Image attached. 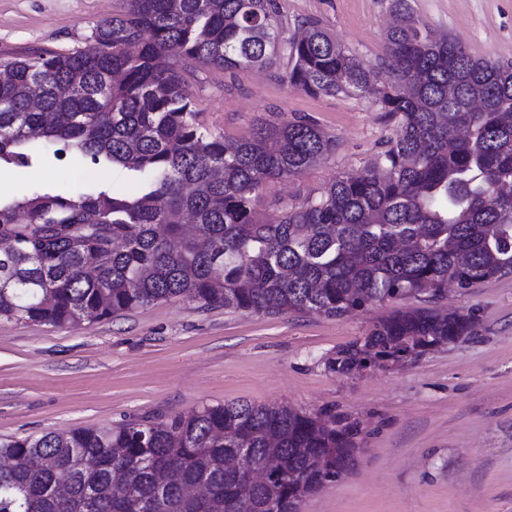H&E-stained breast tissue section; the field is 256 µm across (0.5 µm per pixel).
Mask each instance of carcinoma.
Segmentation results:
<instances>
[{
  "label": "carcinoma",
  "mask_w": 512,
  "mask_h": 512,
  "mask_svg": "<svg viewBox=\"0 0 512 512\" xmlns=\"http://www.w3.org/2000/svg\"><path fill=\"white\" fill-rule=\"evenodd\" d=\"M94 47L0 58V166L125 169L130 185L39 187L0 200V319L55 327L172 298L276 316L377 317L328 362L350 373L399 362L474 330L468 314L408 305L512 276V61L473 58L392 0L384 56L367 66L318 22L287 39L276 0H121ZM289 66L317 96L371 94L398 121L356 175L278 219L272 187L312 170L335 137L299 119L231 139L211 131L190 62L231 74ZM392 80L373 86L375 69ZM357 423L332 411L230 401L165 422L0 437V512H299L358 452ZM243 456L261 473L250 498ZM173 479L159 486L157 475ZM206 484L192 496L187 488Z\"/></svg>",
  "instance_id": "1"
}]
</instances>
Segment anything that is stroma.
<instances>
[{
    "label": "stroma",
    "mask_w": 512,
    "mask_h": 512,
    "mask_svg": "<svg viewBox=\"0 0 512 512\" xmlns=\"http://www.w3.org/2000/svg\"><path fill=\"white\" fill-rule=\"evenodd\" d=\"M285 36L320 22L365 63L384 54L390 0H277ZM430 28L461 40L475 58L512 60V0H410ZM120 0H0V56L92 45L98 21ZM280 56L269 70L237 75L188 66L200 119L231 138L264 122L307 118L337 142L310 172L276 184L261 219L301 203L337 176L361 170L393 137L371 98L319 96L286 87ZM123 186L106 174L39 163L0 169V194L22 198L49 184L72 190ZM436 307L471 315L473 333L392 363L348 374L329 358L366 336L381 308L343 318L274 317L204 308L173 298L100 322L54 327L0 320V437H39L187 414L236 400L331 409L358 423L353 467L301 512H512V277L449 288Z\"/></svg>",
    "instance_id": "stroma-1"
}]
</instances>
